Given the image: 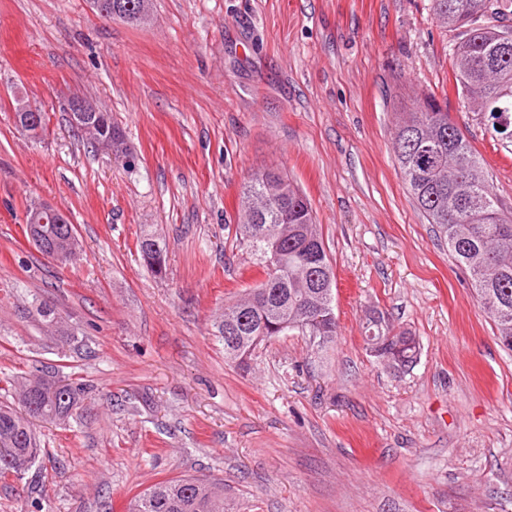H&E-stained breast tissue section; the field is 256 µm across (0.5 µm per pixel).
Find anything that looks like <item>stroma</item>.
<instances>
[{"label":"stroma","instance_id":"35a3bbf8","mask_svg":"<svg viewBox=\"0 0 512 512\" xmlns=\"http://www.w3.org/2000/svg\"><path fill=\"white\" fill-rule=\"evenodd\" d=\"M153 2L136 27L90 0H0V371L92 386L80 424H39L44 464L0 480V512H126L189 476L222 482L231 512H512V352L391 150L400 112L447 92L512 210V145L458 98L431 0ZM75 94L124 128L134 169L84 147ZM20 95L48 114L42 138L15 129ZM261 168L311 203L339 335L319 354L278 337L243 370L216 333L261 279L234 242ZM41 201L77 230L71 262L25 234ZM145 231L167 243L164 278ZM35 299L76 341L44 332ZM372 309L418 339L411 368L368 351ZM136 248L155 277L166 275L168 255L163 241L152 234L145 233L137 238Z\"/></svg>","mask_w":512,"mask_h":512}]
</instances>
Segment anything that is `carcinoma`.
<instances>
[{
	"mask_svg": "<svg viewBox=\"0 0 512 512\" xmlns=\"http://www.w3.org/2000/svg\"><path fill=\"white\" fill-rule=\"evenodd\" d=\"M115 18L135 26L151 20L152 0H112ZM437 22L457 33L452 77L458 96L482 115L500 140L512 143V0H432ZM448 97L433 93L415 100L395 125L391 148L408 192L429 223L436 225L455 265L466 272L473 297L489 314L497 341L512 351V212L490 187V174L448 114ZM98 122L83 131L95 147L112 140V155L129 152L125 134L112 113L96 101ZM502 129H496V126ZM237 242L257 256L264 278L247 303L241 339L225 341L226 320L236 305L224 308L217 327L224 358L243 369L272 339L296 334L323 349L338 336L334 283L323 235L306 196L277 169L254 172L239 201ZM136 248L158 277L167 272L166 244L152 234L137 238ZM39 320L61 327L52 307H35ZM383 352L406 365L420 354L416 338L392 341ZM87 402L86 384L51 374L32 375L20 386L0 377V478H18L36 464L42 448L36 422L78 423ZM126 512H224L219 482L196 485L192 477L166 480L133 496Z\"/></svg>",
	"mask_w": 512,
	"mask_h": 512,
	"instance_id": "obj_1",
	"label": "carcinoma"
}]
</instances>
